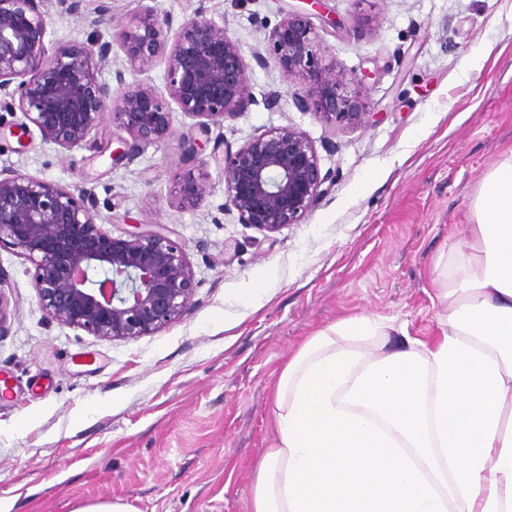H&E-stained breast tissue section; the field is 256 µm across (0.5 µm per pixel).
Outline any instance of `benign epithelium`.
I'll return each instance as SVG.
<instances>
[{
	"label": "benign epithelium",
	"mask_w": 512,
	"mask_h": 512,
	"mask_svg": "<svg viewBox=\"0 0 512 512\" xmlns=\"http://www.w3.org/2000/svg\"><path fill=\"white\" fill-rule=\"evenodd\" d=\"M46 0H0V111L23 112L30 126L64 151L91 145L112 117L102 150L117 163L145 144L163 141L172 112L194 120L205 140L188 138L189 158L211 138L212 128L250 102V68L224 25L199 12L178 28L152 11L112 33V40L45 44L50 15ZM269 51L301 84L316 117L327 124L365 123L362 79L322 62V47L307 15L287 14L268 36ZM132 70L165 64V92L150 85L125 86L97 78L113 48ZM224 195L239 221L276 233L302 223L333 183L322 172L313 143L282 126L260 133L236 151L224 152ZM208 192L206 174L190 169L178 185V206L195 208ZM98 202L87 188L71 189L10 169H0V246L34 266L33 287L47 320L106 339L135 340L179 319L195 293L185 249L160 229L124 237L104 231Z\"/></svg>",
	"instance_id": "1"
}]
</instances>
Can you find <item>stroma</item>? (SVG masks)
I'll list each match as a JSON object with an SVG mask.
<instances>
[{"label":"stroma","instance_id":"35a3bbf8","mask_svg":"<svg viewBox=\"0 0 512 512\" xmlns=\"http://www.w3.org/2000/svg\"><path fill=\"white\" fill-rule=\"evenodd\" d=\"M339 29L314 20L326 63L364 75L363 127L328 125L297 103L267 52L285 14L307 0H50L45 42L110 36L150 10L174 23L205 13L251 59V101L224 122L234 151L290 125L314 144L334 184L299 224L267 233L225 205L210 151L187 161L193 122L130 160L62 151L39 130L16 139L0 114V168L92 189L99 224L120 237L161 225L185 248L197 283L179 320L135 340L47 322L29 261L0 248V512H74L120 502L132 512H249L256 466L277 441L273 389L288 358L349 315L392 324L387 348L438 335L437 257L468 232L485 175L512 153V0H327ZM263 63H254L255 53ZM279 93L271 107L267 99ZM208 175L202 205L175 204L191 165ZM262 291L244 297L252 282Z\"/></svg>","mask_w":512,"mask_h":512}]
</instances>
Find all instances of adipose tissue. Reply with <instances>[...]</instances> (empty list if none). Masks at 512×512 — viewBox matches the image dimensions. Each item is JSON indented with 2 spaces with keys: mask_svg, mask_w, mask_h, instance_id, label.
Here are the masks:
<instances>
[{
  "mask_svg": "<svg viewBox=\"0 0 512 512\" xmlns=\"http://www.w3.org/2000/svg\"><path fill=\"white\" fill-rule=\"evenodd\" d=\"M469 220L436 261L434 340L390 350L350 316L289 360L250 512H512V153Z\"/></svg>",
  "mask_w": 512,
  "mask_h": 512,
  "instance_id": "ef3b65f1",
  "label": "adipose tissue"
}]
</instances>
